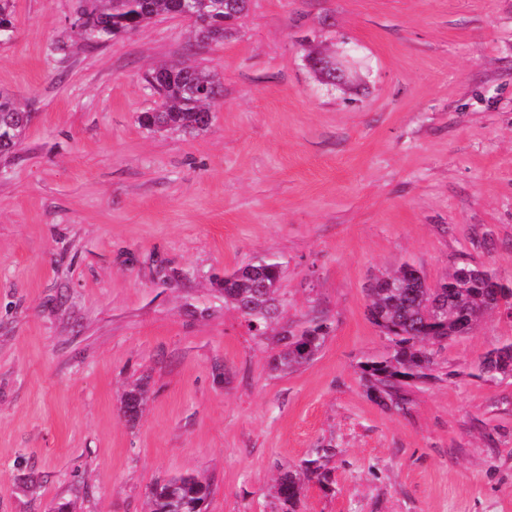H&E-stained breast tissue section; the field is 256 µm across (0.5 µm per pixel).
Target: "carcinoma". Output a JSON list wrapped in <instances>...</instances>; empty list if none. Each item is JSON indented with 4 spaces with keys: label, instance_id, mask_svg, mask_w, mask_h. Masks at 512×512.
I'll list each match as a JSON object with an SVG mask.
<instances>
[{
    "label": "carcinoma",
    "instance_id": "carcinoma-1",
    "mask_svg": "<svg viewBox=\"0 0 512 512\" xmlns=\"http://www.w3.org/2000/svg\"><path fill=\"white\" fill-rule=\"evenodd\" d=\"M79 0L78 33L87 41H98L137 32L152 19L178 14L192 6L199 22L193 31L201 44L224 42L235 14L248 0ZM12 0H0V37L12 32ZM146 81L161 98V107L140 116L148 129L197 133L211 122L210 106L223 94L218 73L181 61L161 63L146 75ZM30 121V113L15 98L0 95V153L14 150ZM468 275H463V271ZM496 274L487 268L462 264L430 286L412 263L405 262L391 274L376 280L368 289L370 320L387 340L385 350L360 363L362 378L369 383L371 397L396 409L404 408L407 388L443 380L438 349L454 338L459 322L468 318L479 324L490 312H500L498 303L486 293L487 280ZM287 299L281 288V263L261 257L224 275V305L240 316L251 336L276 345L271 369L288 374L313 362L330 332L323 320L278 326ZM506 360L496 367L483 359L479 375L489 378L512 376V343L495 349ZM147 400V389L139 384L125 394L123 409L131 419L138 416ZM332 449L318 448L297 468L278 477L274 497L279 512H298L305 483L332 484L328 467ZM211 495L210 481L199 475L169 477L151 492L149 512H204Z\"/></svg>",
    "mask_w": 512,
    "mask_h": 512
}]
</instances>
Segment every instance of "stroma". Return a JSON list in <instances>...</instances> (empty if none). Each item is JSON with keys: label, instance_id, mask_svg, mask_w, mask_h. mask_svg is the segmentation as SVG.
Masks as SVG:
<instances>
[{"label": "stroma", "instance_id": "obj_1", "mask_svg": "<svg viewBox=\"0 0 512 512\" xmlns=\"http://www.w3.org/2000/svg\"><path fill=\"white\" fill-rule=\"evenodd\" d=\"M77 7L14 0L0 40V91L32 115L0 156V512H146L188 473L206 512H275L280 468L323 446L333 484L302 512H512V377L476 375L512 320L449 340L404 412L358 368L386 346L366 289L401 263L512 282V0H251L217 45L172 15L88 42ZM312 51L354 79L325 84ZM171 59L224 80L202 132L139 122ZM263 256L281 324L331 327L287 375L224 304Z\"/></svg>", "mask_w": 512, "mask_h": 512}]
</instances>
